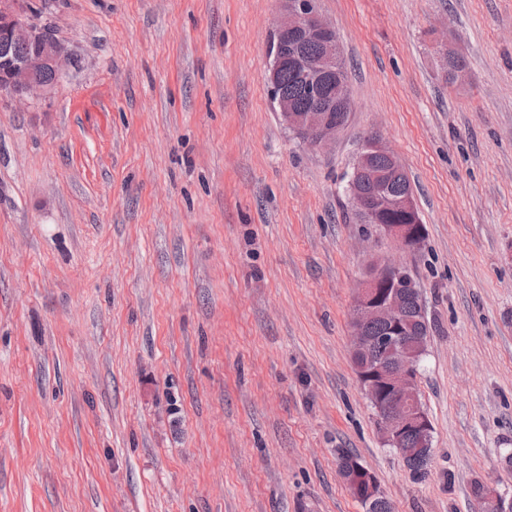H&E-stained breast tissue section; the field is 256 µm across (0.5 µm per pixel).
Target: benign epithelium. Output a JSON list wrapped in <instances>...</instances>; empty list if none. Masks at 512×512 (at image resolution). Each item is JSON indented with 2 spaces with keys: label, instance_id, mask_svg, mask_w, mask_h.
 Wrapping results in <instances>:
<instances>
[{
  "label": "benign epithelium",
  "instance_id": "1",
  "mask_svg": "<svg viewBox=\"0 0 512 512\" xmlns=\"http://www.w3.org/2000/svg\"><path fill=\"white\" fill-rule=\"evenodd\" d=\"M284 16L275 28L268 81L278 88V73L287 64L305 87L307 105L297 106L294 100L278 92L274 103L283 123L299 139L313 147L330 142L345 124V113L351 111L349 97L327 99V84H344L343 74L336 71L340 51L336 29L319 14L315 0H282ZM43 3L36 0H0V98L26 103L53 89L62 75L68 52L46 25L40 22ZM315 43L318 51H308ZM381 155L390 161V168L371 176L373 189L364 192L356 183L369 174L368 159ZM404 167L397 153L382 139L373 138L357 157L348 191L353 211L364 220H375L386 209L409 219L417 213L413 196H394L391 183L402 177ZM384 237L404 252L418 251L424 242L421 224H381ZM419 295V285L408 274L406 266L390 259L374 261L358 290L352 319L351 354L363 356L372 363L356 367L362 388L377 411V427L383 442L400 456L407 455L405 439L415 436L419 444L429 448L433 426L420 400L417 389L419 357L422 344L409 348L400 345L403 318L408 299ZM377 321L386 325L384 335L372 339L367 325ZM383 346L394 353L382 362L372 361V352ZM344 480L356 497L372 501L384 496L376 477L357 461L344 468ZM483 512H512V499L498 492L491 499L480 501Z\"/></svg>",
  "mask_w": 512,
  "mask_h": 512
}]
</instances>
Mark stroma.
Here are the masks:
<instances>
[{
  "mask_svg": "<svg viewBox=\"0 0 512 512\" xmlns=\"http://www.w3.org/2000/svg\"><path fill=\"white\" fill-rule=\"evenodd\" d=\"M353 101L313 148L268 83L280 0H48L69 62L0 100V512H393L512 497V0H317ZM448 32L469 82L431 45ZM425 228L402 260L430 323L416 480L350 359L393 253L346 190L368 136ZM343 472V479L350 487L351 493L356 497L363 499L358 500L365 508V512H390L388 500L376 501L372 505H369L364 501H372L382 496L385 497L378 480L372 472L366 469L358 461H349Z\"/></svg>",
  "mask_w": 512,
  "mask_h": 512,
  "instance_id": "stroma-1",
  "label": "stroma"
}]
</instances>
